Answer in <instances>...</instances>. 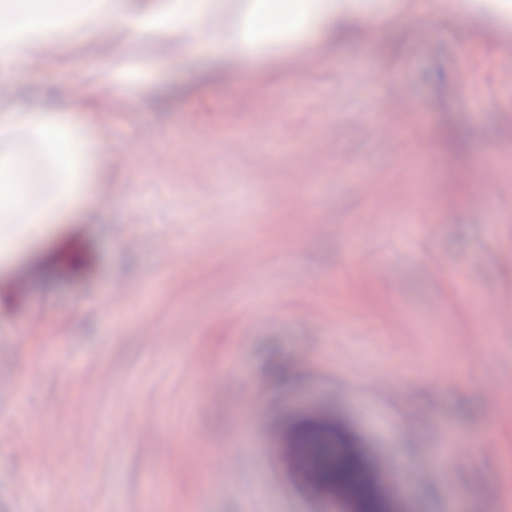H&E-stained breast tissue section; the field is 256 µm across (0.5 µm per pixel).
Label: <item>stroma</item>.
<instances>
[{"label":"stroma","instance_id":"obj_1","mask_svg":"<svg viewBox=\"0 0 512 512\" xmlns=\"http://www.w3.org/2000/svg\"><path fill=\"white\" fill-rule=\"evenodd\" d=\"M251 2L171 43L123 30L162 0H80L0 90L102 145L55 176L93 208L0 223V512H49L37 477L83 512H349L281 463L313 417L390 512H512V0H360L351 42L244 60Z\"/></svg>","mask_w":512,"mask_h":512}]
</instances>
